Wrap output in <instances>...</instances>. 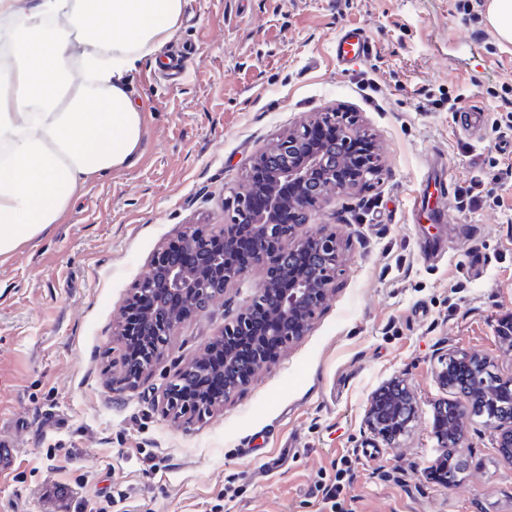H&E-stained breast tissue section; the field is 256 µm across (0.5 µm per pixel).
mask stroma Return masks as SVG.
I'll list each match as a JSON object with an SVG mask.
<instances>
[{"label": "stroma", "mask_w": 512, "mask_h": 512, "mask_svg": "<svg viewBox=\"0 0 512 512\" xmlns=\"http://www.w3.org/2000/svg\"><path fill=\"white\" fill-rule=\"evenodd\" d=\"M485 0H185L160 57L187 49L176 80L145 58L132 92L143 107L137 163L90 182L39 240L0 259V440L15 448L0 512H69L123 495L129 512H329L321 488L348 480L340 512H512V466L476 417L455 485L435 477L438 403L458 400L436 371L449 354L487 357L512 379V43ZM363 30L372 55L338 67L337 34ZM481 107L467 130L449 96ZM357 113L382 170L370 186L317 203L301 237L336 233V291L312 329L222 409L186 425L159 401L173 374L243 311L232 283L188 318L146 378L127 385L113 334L153 255L188 224L221 230L249 162L328 106ZM479 182L480 202L461 192ZM445 221H413L421 183ZM396 380L412 421L394 443L369 432L372 395Z\"/></svg>", "instance_id": "1"}]
</instances>
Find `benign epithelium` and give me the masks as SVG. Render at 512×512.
<instances>
[{"label": "benign epithelium", "mask_w": 512, "mask_h": 512, "mask_svg": "<svg viewBox=\"0 0 512 512\" xmlns=\"http://www.w3.org/2000/svg\"><path fill=\"white\" fill-rule=\"evenodd\" d=\"M329 125L335 138L323 145H310L317 128ZM250 166L265 168L261 186L247 182L238 193L239 217L213 234L194 225L180 237L183 251L192 262L178 261L163 247L151 260V271L141 280L122 306L117 335L123 342L125 379L135 383L158 364L171 336L192 314L204 310L234 281L247 278L254 268L263 271L249 304L224 328L198 357L179 370L168 382L162 408L186 423L201 420L218 407L223 398L207 394L208 378L224 376V398L245 389L257 370L268 363L266 349L275 344L289 346L311 329L336 287V267L341 249L335 234L302 239L293 235L294 225L278 219L283 205L296 216L305 215L316 203L348 194L370 185L381 172L377 144L362 132L356 115L327 109L300 126L288 130L258 151ZM298 187L288 201L278 194L280 183ZM254 243L250 265L237 267L230 259L240 233ZM261 317L266 329L259 335L253 322ZM221 347L222 366L213 368L207 356ZM457 368L470 373L474 386L463 400L443 403L436 417L440 457L448 471L445 482L455 481L457 469L448 459V449L460 446L467 432L475 399L494 400L500 393L489 373L487 358L470 353L454 354ZM415 406L409 391L393 381L372 397L366 411V426L386 443L396 439L398 423L409 424ZM497 447H512V417L498 421Z\"/></svg>", "instance_id": "benign-epithelium-1"}]
</instances>
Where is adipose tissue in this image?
Wrapping results in <instances>:
<instances>
[{"mask_svg":"<svg viewBox=\"0 0 512 512\" xmlns=\"http://www.w3.org/2000/svg\"><path fill=\"white\" fill-rule=\"evenodd\" d=\"M184 0H0L19 26L0 77V257L59 223L94 179L133 166L130 75L179 29Z\"/></svg>","mask_w":512,"mask_h":512,"instance_id":"adipose-tissue-1","label":"adipose tissue"}]
</instances>
